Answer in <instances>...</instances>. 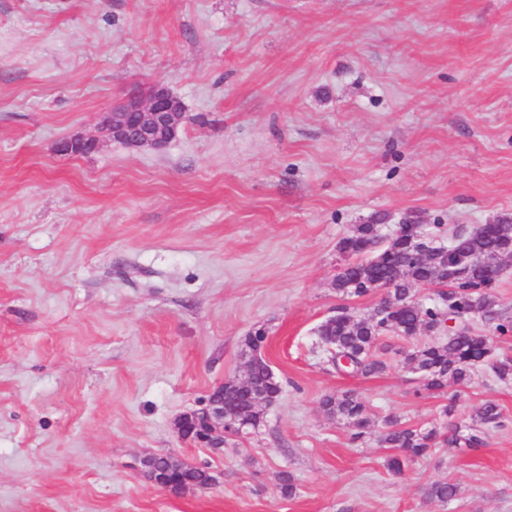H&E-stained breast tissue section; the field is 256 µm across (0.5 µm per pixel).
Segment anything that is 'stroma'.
I'll list each match as a JSON object with an SVG mask.
<instances>
[{
  "label": "stroma",
  "mask_w": 512,
  "mask_h": 512,
  "mask_svg": "<svg viewBox=\"0 0 512 512\" xmlns=\"http://www.w3.org/2000/svg\"><path fill=\"white\" fill-rule=\"evenodd\" d=\"M156 84L185 111L165 149L56 152ZM506 218L512 0H0V512H512V381L419 397L406 341L364 378L314 335L382 297L334 288L356 225ZM260 327L276 403L221 454L181 439ZM348 390L378 424L492 400L505 425L395 474L323 411ZM153 452L217 481L167 492Z\"/></svg>",
  "instance_id": "35a3bbf8"
}]
</instances>
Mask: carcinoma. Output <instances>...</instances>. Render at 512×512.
Wrapping results in <instances>:
<instances>
[{
    "label": "carcinoma",
    "mask_w": 512,
    "mask_h": 512,
    "mask_svg": "<svg viewBox=\"0 0 512 512\" xmlns=\"http://www.w3.org/2000/svg\"><path fill=\"white\" fill-rule=\"evenodd\" d=\"M441 225L411 227L400 238L387 243L379 234V224H359L352 233L338 242V249L355 256L360 263L336 275V292L347 297H361L372 291L378 282L392 283L393 307L386 316L374 319L361 315L346 305L336 308V320L321 323L315 330L316 343L326 362L336 372L344 370L343 361L349 362L351 373L372 376L389 368L384 339L397 337L413 340L422 335H433L441 329L445 317L455 318L460 330L443 340L415 345L404 351V360L419 373L418 396L440 395L448 386L462 384L471 377V371L482 367L502 382L512 381V357L496 352L494 337L474 327L476 320L492 328L500 338H512V317L499 309L495 288L501 269L495 266L460 265L461 274L443 283L437 280L436 265L440 253L434 252L426 261L406 253V241L414 236L429 239L437 237ZM447 250L457 249L459 257L470 254L492 258L494 254L512 252V236L502 237L492 228L482 233L459 232L448 237ZM437 288L429 303L415 300L414 288ZM266 365L254 364L249 380L251 390L231 387L225 395L228 407L242 410L250 391L280 395L281 383L271 380L265 373ZM327 415L344 421L351 427L350 440H363L371 432L373 422L367 405L352 392L327 395L321 399ZM446 420L443 427L402 424L398 420H385L380 432L381 447L394 450L386 458V467L394 473L403 471L410 460L425 455L442 444L448 448H478L483 445V430L502 426L503 414L493 401L484 402L471 417V424L460 425L452 420L453 406L441 411ZM181 482L195 488L215 481L206 463L184 464L175 473ZM429 499L448 503L457 495V488L449 482L436 481L426 489Z\"/></svg>",
    "instance_id": "cac0c4a2"
}]
</instances>
